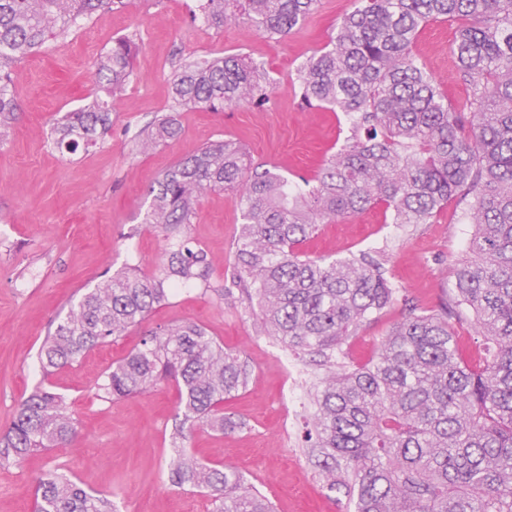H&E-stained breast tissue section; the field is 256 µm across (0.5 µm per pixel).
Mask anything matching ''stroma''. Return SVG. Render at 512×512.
Returning <instances> with one entry per match:
<instances>
[{
	"label": "stroma",
	"mask_w": 512,
	"mask_h": 512,
	"mask_svg": "<svg viewBox=\"0 0 512 512\" xmlns=\"http://www.w3.org/2000/svg\"><path fill=\"white\" fill-rule=\"evenodd\" d=\"M195 3L127 0L125 7L96 12L85 29H72L66 39L12 68L18 115L0 144V431L9 426L19 402L45 381L66 396L77 435L63 447L0 465V512H34L36 481L56 468L86 490L116 494L119 512H211L208 494L173 488L163 478L172 453L174 387L161 385L112 404L98 400L93 390L103 372L139 347L145 329L185 321L206 328L225 350L240 353L253 374L248 388L224 405L225 412L246 420V429L222 435L200 429L189 436L187 448L203 463L237 470L269 498L275 512L344 510L337 494L322 488L300 447L304 407L287 412L285 349L260 335L240 306H217L186 287L157 308L144 327L88 351L77 366L47 378L40 372V344L79 289L95 287L106 269L164 260L166 241L141 224L149 204L146 190L185 152L231 138L253 163L274 165L292 179L311 177L348 133L343 115L302 106L297 70L328 44L356 0H318L301 26L276 40L247 23L198 26L191 17ZM127 34L138 42L134 77L112 110L111 134L87 153L69 155L54 148L50 134L57 114L96 91L95 61ZM452 38L448 24L429 25L411 53L449 99L459 101L467 87L451 51ZM225 54L264 67L273 86L268 103L226 112L183 110L177 138L139 154L136 134L171 104L175 66ZM240 222L239 192L200 198L190 233L206 250L215 275L233 260ZM469 238L461 205L447 207L431 224L393 223L378 206L321 225L305 251L383 255L399 290L395 305L353 339L350 361L363 363L376 354L406 304L421 311L436 308L453 286Z\"/></svg>",
	"instance_id": "obj_1"
}]
</instances>
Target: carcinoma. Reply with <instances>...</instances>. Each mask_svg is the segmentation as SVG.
<instances>
[{
  "instance_id": "cac0c4a2",
  "label": "carcinoma",
  "mask_w": 512,
  "mask_h": 512,
  "mask_svg": "<svg viewBox=\"0 0 512 512\" xmlns=\"http://www.w3.org/2000/svg\"><path fill=\"white\" fill-rule=\"evenodd\" d=\"M123 0H0V142L16 121L8 66L66 36ZM317 0H198L216 26L246 19L267 38L301 25ZM463 24L452 47L468 95L454 104L411 55L433 22ZM136 43L116 39L95 63L99 91L64 112L52 144L75 153L104 141L112 107L130 83ZM301 104L349 117V135L312 178L290 180L251 163L233 139L198 147L156 178L143 224L164 236L166 258L109 276L49 329L38 358L43 377L143 324L179 286L259 311L260 333L313 358L305 455L345 512H512V0H358L330 43L298 69ZM271 82L246 58L227 54L181 63L172 105L136 135L141 151L178 136L185 108L261 105ZM243 187L234 262L216 281L206 251L188 232L199 197ZM471 211L469 257L439 308L408 314L375 357L348 361L350 340L388 311L397 289L367 252L312 258L303 246L321 224L381 205L395 224H431L448 204ZM472 312L486 341L481 363L466 359L450 319ZM247 362L193 322L159 325L96 381L112 403L166 381L177 390L165 470L169 485L213 496L215 512H272L236 470L203 465L184 449L197 428L241 429L224 401L248 386ZM64 395L35 387L0 434V462L20 461L70 441ZM36 512H117L59 469L44 474Z\"/></svg>"
}]
</instances>
